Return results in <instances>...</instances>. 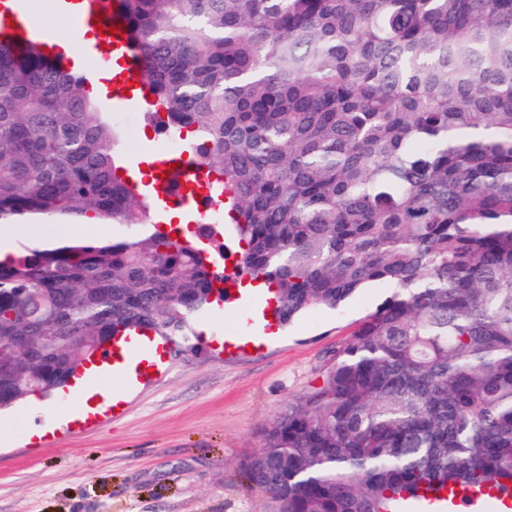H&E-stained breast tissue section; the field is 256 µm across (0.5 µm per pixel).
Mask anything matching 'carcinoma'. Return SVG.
Listing matches in <instances>:
<instances>
[{"label": "carcinoma", "instance_id": "obj_1", "mask_svg": "<svg viewBox=\"0 0 512 512\" xmlns=\"http://www.w3.org/2000/svg\"><path fill=\"white\" fill-rule=\"evenodd\" d=\"M162 135L232 212L237 268L289 326L375 285L318 384L239 463L274 512H412L512 486V0H116ZM46 44L0 40V226L117 240L0 261V409L110 336L198 353L221 225L158 223L123 133ZM17 235L14 241L22 238H29L28 231H33L41 239H49L60 236L69 226L79 225H55V224H12Z\"/></svg>", "mask_w": 512, "mask_h": 512}]
</instances>
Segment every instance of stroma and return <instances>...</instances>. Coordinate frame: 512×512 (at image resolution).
I'll list each match as a JSON object with an SVG mask.
<instances>
[{
	"label": "stroma",
	"mask_w": 512,
	"mask_h": 512,
	"mask_svg": "<svg viewBox=\"0 0 512 512\" xmlns=\"http://www.w3.org/2000/svg\"><path fill=\"white\" fill-rule=\"evenodd\" d=\"M368 288L338 313L313 311L264 344L225 353L223 306L197 326L200 353H172L163 372L122 390L117 407L86 418L70 392L19 406L42 436L0 443V512H270L240 461L303 396L352 323L380 303Z\"/></svg>",
	"instance_id": "stroma-1"
}]
</instances>
